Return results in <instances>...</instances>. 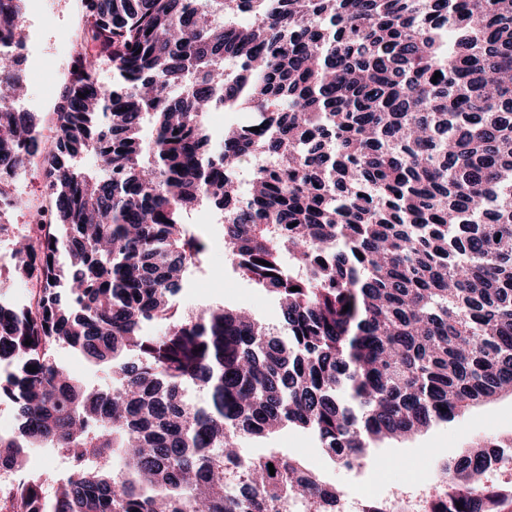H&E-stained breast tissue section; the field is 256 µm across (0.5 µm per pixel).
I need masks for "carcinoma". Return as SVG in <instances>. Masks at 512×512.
Here are the masks:
<instances>
[{
    "instance_id": "obj_1",
    "label": "carcinoma",
    "mask_w": 512,
    "mask_h": 512,
    "mask_svg": "<svg viewBox=\"0 0 512 512\" xmlns=\"http://www.w3.org/2000/svg\"><path fill=\"white\" fill-rule=\"evenodd\" d=\"M84 2L53 149L7 105L24 77L0 50V199L29 155L49 190L14 240L40 305H0V398L20 419L0 434L19 476L0 512H338V486L245 438L302 428L360 471L377 442L512 396V0ZM22 11L0 0L18 46ZM217 109L249 120L214 133ZM210 206L288 339L223 306L180 313ZM62 347L112 387L71 377ZM31 448L68 462L50 496ZM510 454L512 435L441 460L418 512H506Z\"/></svg>"
}]
</instances>
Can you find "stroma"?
Listing matches in <instances>:
<instances>
[{
	"label": "stroma",
	"instance_id": "1",
	"mask_svg": "<svg viewBox=\"0 0 512 512\" xmlns=\"http://www.w3.org/2000/svg\"><path fill=\"white\" fill-rule=\"evenodd\" d=\"M78 3L79 0H41L38 16L26 12L21 17L29 41L40 47L39 58L22 66L26 84L22 100L37 119L55 111L60 101L64 76L71 65L65 49L68 27L80 17ZM43 185L44 177L40 174L21 180L18 189L27 203L6 214L9 231L0 236L1 252L11 253L13 238L27 234L32 208L44 202ZM195 222L209 240V251L205 270L195 273L178 295L180 309L196 313L204 308L224 306L248 311L261 323L279 325L280 310L275 296L244 281L233 271L212 211L203 209ZM510 433L512 397L504 396L491 404L472 407L451 422L431 426L412 438L379 444L373 451L374 464L359 473L335 465L312 434L294 427L248 439L245 451L260 455L269 448L281 449L308 461L326 480L343 489L345 499H382L395 487L406 488L412 494L420 492L439 459L462 455L476 437Z\"/></svg>",
	"mask_w": 512,
	"mask_h": 512
}]
</instances>
